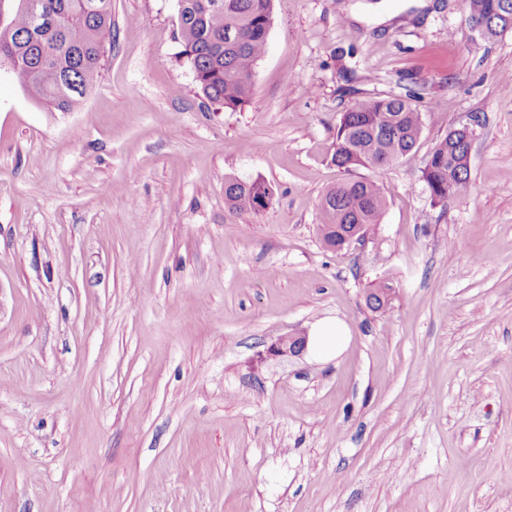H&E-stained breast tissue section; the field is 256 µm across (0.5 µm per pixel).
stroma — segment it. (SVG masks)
Here are the masks:
<instances>
[{"label":"stroma","mask_w":512,"mask_h":512,"mask_svg":"<svg viewBox=\"0 0 512 512\" xmlns=\"http://www.w3.org/2000/svg\"><path fill=\"white\" fill-rule=\"evenodd\" d=\"M272 5L233 112L177 0H112L74 111L0 67V512H512V31L474 37L463 0ZM411 91L415 155L338 170L342 112ZM463 124L470 187L433 204L420 167ZM228 176L269 205L231 210ZM371 176L381 224L325 248L323 194ZM329 318L336 357L266 358Z\"/></svg>","instance_id":"obj_1"}]
</instances>
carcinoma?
<instances>
[{"label":"carcinoma","mask_w":512,"mask_h":512,"mask_svg":"<svg viewBox=\"0 0 512 512\" xmlns=\"http://www.w3.org/2000/svg\"><path fill=\"white\" fill-rule=\"evenodd\" d=\"M0 0V62H8L15 80L32 101L57 112H70L92 88L106 46L112 44V0H38L50 21L32 27L22 6ZM177 0L184 55L203 96L236 110L249 103L257 61L264 54L273 21V0ZM467 14L495 27L491 36L512 29V0H464ZM56 72L61 81L48 78ZM422 112L409 96L361 99L342 113L332 144L331 161L349 173L355 168L382 172L408 160L423 133ZM469 143L443 138L421 168L432 202L445 205L462 196L470 182L461 160ZM270 195L260 181L224 180V199L236 212L266 207ZM384 186L376 180H344L321 199L318 232L328 249L362 242L381 223Z\"/></svg>","instance_id":"1"}]
</instances>
